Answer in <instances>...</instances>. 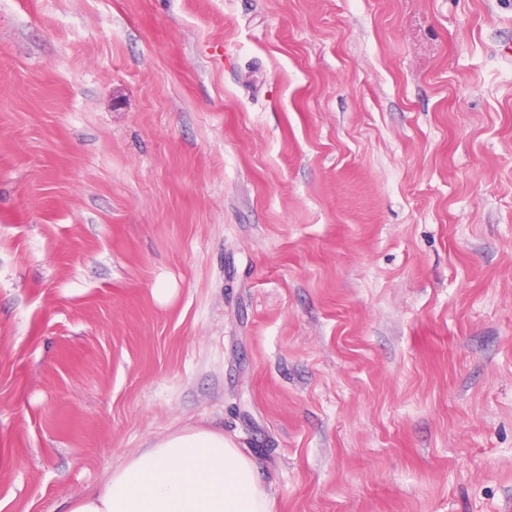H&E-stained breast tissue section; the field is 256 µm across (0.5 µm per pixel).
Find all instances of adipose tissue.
<instances>
[{
	"label": "adipose tissue",
	"instance_id": "obj_1",
	"mask_svg": "<svg viewBox=\"0 0 512 512\" xmlns=\"http://www.w3.org/2000/svg\"><path fill=\"white\" fill-rule=\"evenodd\" d=\"M256 466L223 432L169 434L128 457L68 512H269Z\"/></svg>",
	"mask_w": 512,
	"mask_h": 512
}]
</instances>
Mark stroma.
I'll return each instance as SVG.
<instances>
[{
  "label": "stroma",
  "mask_w": 512,
  "mask_h": 512,
  "mask_svg": "<svg viewBox=\"0 0 512 512\" xmlns=\"http://www.w3.org/2000/svg\"><path fill=\"white\" fill-rule=\"evenodd\" d=\"M509 44L512 0H0V512L199 427L272 512H512Z\"/></svg>",
  "instance_id": "1"
}]
</instances>
